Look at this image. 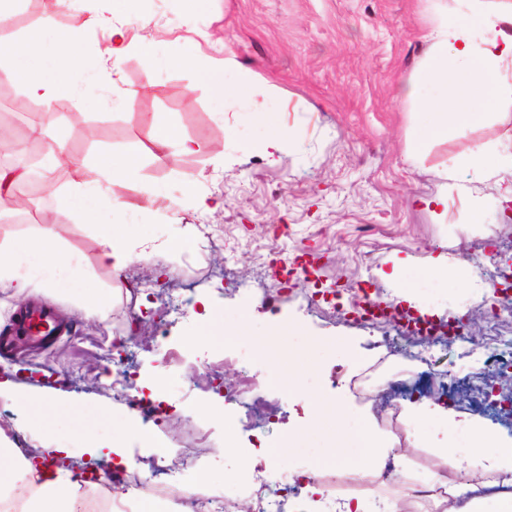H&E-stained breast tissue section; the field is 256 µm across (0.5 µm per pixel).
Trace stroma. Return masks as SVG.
<instances>
[{
	"label": "stroma",
	"instance_id": "1",
	"mask_svg": "<svg viewBox=\"0 0 512 512\" xmlns=\"http://www.w3.org/2000/svg\"><path fill=\"white\" fill-rule=\"evenodd\" d=\"M469 16L465 0H216L188 23L183 0H19L12 33L47 18L59 27H84V47L100 55L105 27L88 18L119 19L136 11L160 35L171 55L177 37L194 27L209 34L207 56L235 57L281 100L294 144L270 159L259 142L262 126L246 122L235 103L217 108L192 71L170 69L145 85L140 60L130 55L118 85L133 91L127 107L103 109L71 96L52 106L53 134L86 166L140 141L146 154L136 178L117 179L112 195L135 238L125 277L99 261L102 218L79 221L57 204L77 181L59 170L33 190L19 189L24 212L0 222V243L22 242L40 231L33 216L51 212L47 229L60 257L78 256L84 275L54 290L16 296L0 289V332L36 302L50 307L67 336L27 346L0 359V418L31 434L37 444L61 442L83 451L100 444L123 448L128 472L157 458L167 468L196 461L188 486L201 497H232L251 490L254 443L280 447L273 482L299 490L311 459L360 456L351 437L370 428L387 447L401 450L404 468H386L384 480L363 493L371 512L405 503L410 512H436L416 495L426 475L442 469L440 447L467 446L469 435L448 437L440 415L478 420L501 443L512 441V363L487 367L502 332L512 329V175L483 176L462 167L478 145L512 135V112L494 116L419 158L408 143L421 127L399 97L400 79L428 50L425 21L440 7ZM206 143L199 155L157 159L159 122ZM447 169V177L436 172ZM194 183L212 206L197 209L179 191ZM166 186L167 199L146 204L144 185ZM442 194L447 210L426 208ZM201 231L183 242L185 225ZM445 256L448 270L430 271ZM143 285L130 287L129 277ZM409 294L408 312L434 313L441 327L440 359L419 361V344L398 329L359 312L364 297L395 303ZM104 300L102 316L84 304ZM467 323L448 332L449 319ZM240 332L269 342L265 362L251 354L225 359L210 341ZM132 370L139 385L156 389L167 415L155 423L148 406L118 401L117 372ZM287 371L292 392L280 398L274 423L239 425L243 402L265 395L266 379ZM369 376L357 393L353 381ZM425 419H417V411ZM236 444L224 445L228 421Z\"/></svg>",
	"mask_w": 512,
	"mask_h": 512
}]
</instances>
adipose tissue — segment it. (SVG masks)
<instances>
[{
	"mask_svg": "<svg viewBox=\"0 0 512 512\" xmlns=\"http://www.w3.org/2000/svg\"><path fill=\"white\" fill-rule=\"evenodd\" d=\"M470 3L486 28L485 37L475 39L468 24L449 21L447 8H440L425 34L429 48L400 88L405 101L428 115L419 137L408 144L411 154H425L429 148L446 143L449 132L473 129L490 119L491 109L512 102V83L503 78L504 68L512 64V0ZM108 32V56L101 61L86 55L82 29H62L48 19L25 34L0 39V65L7 67L18 87L44 107H51L67 93L119 109L126 104L127 95L105 97L103 86L118 76L124 60L134 53L143 63L146 83H153L173 67L191 70L215 102L237 103L248 121L268 127L262 144L266 155L272 157L287 149L291 134L280 119L275 91L257 82L234 57L209 61L200 42L193 38L183 39L175 55H160L150 23L142 17L115 20ZM452 68L457 71L453 83L448 80ZM143 153L140 143L126 144L98 163V177L78 182L75 190L57 198L60 208L85 221L102 211L115 214V221L106 224L102 232L100 260L118 274L131 260L134 233L130 224L118 219L125 205L113 198L109 185L113 180L136 176ZM49 247V237L42 232L26 237L18 246L1 243L0 288L17 295L30 294L35 285L54 288L79 273V259L51 256ZM470 438V458L480 470L499 475L501 488L489 491L487 482L472 477L456 481L448 489L455 502L451 512H512V443L487 446L488 433L475 422L470 425ZM8 454L16 479L0 483V488L27 485L24 512H74L81 488L77 475L63 468L34 466L15 448Z\"/></svg>",
	"mask_w": 512,
	"mask_h": 512,
	"instance_id": "adipose-tissue-1",
	"label": "adipose tissue"
}]
</instances>
